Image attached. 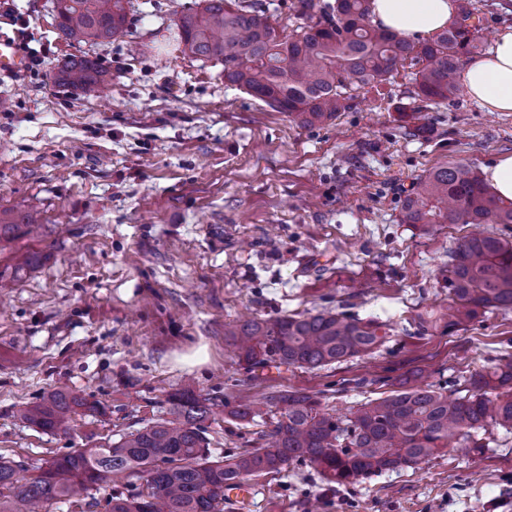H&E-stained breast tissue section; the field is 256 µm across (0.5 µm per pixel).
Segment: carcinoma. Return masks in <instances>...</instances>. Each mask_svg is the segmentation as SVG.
I'll return each mask as SVG.
<instances>
[{"instance_id": "1", "label": "carcinoma", "mask_w": 512, "mask_h": 512, "mask_svg": "<svg viewBox=\"0 0 512 512\" xmlns=\"http://www.w3.org/2000/svg\"><path fill=\"white\" fill-rule=\"evenodd\" d=\"M128 0H55L54 28L66 43H104L124 36ZM313 0H298L297 15L310 23L281 35L264 13L243 0H202L175 23L178 48L224 64V82L243 89L302 125L328 123L352 107L360 91L394 80L410 61L413 90L399 109L401 128L416 137L428 113L460 93L463 58L476 53L479 25L471 0H458L455 21L423 39H410L372 23L370 0H335L312 20ZM109 73L89 57L57 61V81L88 95ZM400 223L429 232L443 224H512L504 203L477 170L435 167L406 191ZM40 224L36 213L0 212V241ZM448 307L441 317L418 313L414 335L426 336L448 319V331L478 315L512 310V242L492 234L463 237L442 271ZM385 325L346 311L314 315L251 316L224 323V339L247 370L274 365L318 369L380 350ZM465 394L428 384L401 386L338 415L316 394L270 389L244 399L203 395L190 384L168 394L163 416L141 428L56 457L37 474L0 457V512H38L40 502L80 506L92 487L125 474L147 475L150 492L112 490L107 512H223L224 490L253 475L312 466L338 486L389 471L416 469L448 451L484 452L491 428L512 430V353L464 380ZM86 405L75 393L54 391L20 410V419L45 431L66 427ZM238 426H259L244 448L222 456L209 449L206 422L217 413Z\"/></svg>"}]
</instances>
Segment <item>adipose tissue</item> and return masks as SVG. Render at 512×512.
Segmentation results:
<instances>
[{
	"mask_svg": "<svg viewBox=\"0 0 512 512\" xmlns=\"http://www.w3.org/2000/svg\"><path fill=\"white\" fill-rule=\"evenodd\" d=\"M454 0H372L374 24L416 37L448 25ZM468 93L491 112H512V28L502 30L489 54L471 59L462 74Z\"/></svg>",
	"mask_w": 512,
	"mask_h": 512,
	"instance_id": "1",
	"label": "adipose tissue"
}]
</instances>
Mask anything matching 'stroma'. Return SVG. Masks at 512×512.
Segmentation results:
<instances>
[{
	"mask_svg": "<svg viewBox=\"0 0 512 512\" xmlns=\"http://www.w3.org/2000/svg\"><path fill=\"white\" fill-rule=\"evenodd\" d=\"M199 2L130 0L125 36L91 45L57 40L54 0H0V34L13 31L7 11L21 15L41 59L0 74V211L31 206L43 221L38 235L0 242L11 279L0 290V456L24 466L140 427L187 382L218 398L293 387L344 410L419 369L460 388L512 353V310L408 335L415 310L447 305L441 271L469 229L399 221L405 190L426 171H482L512 155V112L465 94L430 113L426 137L405 136L395 112L411 86L403 69L390 98L369 93L332 122L301 125L225 85L220 63L164 43L162 31ZM473 4L491 47L512 27V0ZM64 56L108 70L104 93L60 85ZM325 309L387 324V348L335 368L248 371L224 338L225 322L246 312ZM199 349L203 363H183ZM60 389L87 401L67 429L19 420L20 406ZM248 486L249 499L224 512H512V431L494 430L484 453L452 448L349 486L306 466Z\"/></svg>",
	"mask_w": 512,
	"mask_h": 512,
	"instance_id": "obj_1",
	"label": "stroma"
}]
</instances>
